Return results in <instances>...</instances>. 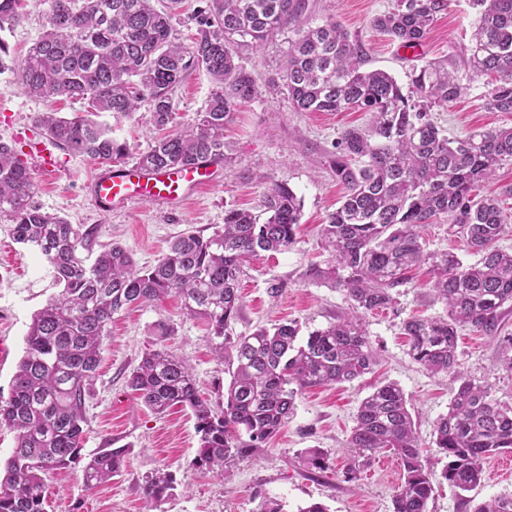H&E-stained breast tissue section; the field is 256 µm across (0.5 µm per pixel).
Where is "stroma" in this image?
I'll return each mask as SVG.
<instances>
[{
    "label": "stroma",
    "mask_w": 512,
    "mask_h": 512,
    "mask_svg": "<svg viewBox=\"0 0 512 512\" xmlns=\"http://www.w3.org/2000/svg\"><path fill=\"white\" fill-rule=\"evenodd\" d=\"M394 0H309L314 22L332 17L340 21L366 54V66L392 74L408 85L414 67L429 61L447 64L463 87L461 97L448 109H434L432 118L449 137L490 127L512 126V112H498L489 105L488 79L469 70L464 48L469 43L476 13L468 0H453L442 12L422 43L420 53L400 48L378 31L373 21L389 11ZM26 15L14 26L0 28V42L8 56L20 60L47 30L46 6L27 5ZM288 49L287 37H278L262 53L240 50L239 56L253 72L259 93L243 105L224 132L225 151L233 162L219 167L213 183L177 206L159 203L131 204L120 212L99 210L86 186L98 168L97 161L67 155L54 179H45L31 146L40 137L33 116L53 110L68 117L86 111L83 101L60 98L46 102L29 97L15 73L0 72V140L13 146L32 171L35 205L58 213L92 231L90 252L119 244L128 248L138 265L155 264L169 242L191 229L203 235L224 221L225 209L258 211L271 183L287 184L302 202V218L295 243L281 253H262L243 265L239 291L242 305L231 323V336H244L261 326L298 321L309 332L328 326L347 314L349 301L336 288L308 280L310 265H326L331 253L321 237V226L338 206L342 187L333 177L328 159L339 133L347 127L367 126L366 112H297L274 86L279 66ZM209 76L193 72L175 93L177 121L194 122L210 95ZM147 110L127 117L105 113L101 122L112 136L127 143L131 153L148 150L155 131ZM7 217L0 215V336L8 337L14 360L0 370V397H8L16 362L25 348V335L34 314L56 293L52 271L37 254L15 243L6 230ZM444 304L431 289L426 269L413 271L400 290L395 309L367 314L366 327L379 362L371 373L334 386L306 389L296 399V412L265 448L231 462L227 475L195 470L191 461L200 447L195 419L179 406L164 415L152 413L127 388L125 380L154 341L150 329L165 322L173 329L167 349L191 367L202 396L217 400L230 380L214 353L203 320L184 315L177 297L158 303L133 305L112 318L101 350L98 376L86 398L88 423L82 440L84 454L102 448L130 446L131 451L112 480L86 491L80 469L55 473L48 483L47 512H260L265 500L281 503L283 512H297L312 502L323 503L328 512H392V498L402 481L397 457L377 453L361 467L356 481H345L348 462L344 446L355 425L360 401L374 386L397 383L408 407L432 471L442 461L432 450L434 425L448 411L458 386V375L490 386L494 399L512 405V372L500 362V338L465 328L458 338L459 371L433 376L407 354L402 323L411 317L445 315ZM322 448L329 453V468L309 470L304 451ZM500 454L486 461L481 483L467 493L435 480L429 512H466L467 505L512 497V479L492 478V471L508 459ZM162 470L172 475L173 487L159 501L143 493L148 474Z\"/></svg>",
    "instance_id": "1"
}]
</instances>
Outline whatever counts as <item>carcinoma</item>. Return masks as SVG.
Instances as JSON below:
<instances>
[{
	"mask_svg": "<svg viewBox=\"0 0 512 512\" xmlns=\"http://www.w3.org/2000/svg\"><path fill=\"white\" fill-rule=\"evenodd\" d=\"M21 0H0V25L19 19ZM49 29L27 55L11 63L31 96L86 100L85 116L42 112L35 124L54 144L101 164L123 163L128 147L94 116H129L148 105L150 123L176 124L174 94L184 77L204 71L214 89L196 121L154 141L138 155L147 171L199 163H231L224 128L254 99L252 74L238 49L259 53L285 32L289 39L280 89L298 112L357 110L371 114L367 128H347L336 141L329 167L345 193L321 234L332 252L326 267L312 266L309 280L343 290L349 313L300 338L295 322L260 326L246 336L227 332L240 307L238 279L244 262L260 252L294 244L302 204L283 183L263 193L261 211L224 210V224L209 236L187 232L151 266L139 267L119 244L91 263L81 256L90 231L31 202L35 178L9 144L0 141V214L11 221L14 241L36 251L53 269L60 293L34 314L24 354L7 399H0V427L16 434V447L0 466V512H46L47 479L81 465L86 489L109 481L130 448H103L82 457L85 400L101 360L113 315L177 295L187 316L210 326L218 359L230 381L224 401L211 405L198 393L190 367L163 347L144 353L127 387L156 414L174 405L191 409L201 448L192 466L224 473L226 464L265 447L295 414L307 387L353 381L376 363L364 315L396 303L409 273L426 265L432 289L447 307L443 318L403 322L408 355L433 375L456 373L460 384L448 413L434 427L433 445L447 459L441 477L468 491L481 483L483 464L512 452V407L490 388L456 372L457 336L470 327L495 335L512 311V252L492 249L506 214L497 198H478L501 162L512 159V127L450 140L431 119L463 92L448 67L429 62L403 87L382 70L363 71L366 53L342 25L328 18L312 24L307 0H206L197 9L196 34L185 45L171 21L182 0H45ZM452 0H396L375 26L401 47L421 44ZM477 22L467 63L494 79L489 104L512 112V0H469ZM444 217L458 226L469 249L482 254L466 265L453 253L429 252L418 228ZM344 472L358 478L360 461L389 448L403 470L393 512H428L434 473L424 455L407 399L394 382L375 387L359 404ZM309 469L329 468L321 448L305 451ZM172 479H145L144 494L163 499ZM471 512H512V499L495 498Z\"/></svg>",
	"mask_w": 512,
	"mask_h": 512,
	"instance_id": "cac0c4a2",
	"label": "carcinoma"
}]
</instances>
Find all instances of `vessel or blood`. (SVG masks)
I'll use <instances>...</instances> for the list:
<instances>
[{"label":"vessel or blood","instance_id":"1","mask_svg":"<svg viewBox=\"0 0 512 512\" xmlns=\"http://www.w3.org/2000/svg\"><path fill=\"white\" fill-rule=\"evenodd\" d=\"M211 182L212 171L206 164L161 174H148L133 166H103L89 183L88 192L100 209L111 211L135 200L179 203Z\"/></svg>","mask_w":512,"mask_h":512}]
</instances>
